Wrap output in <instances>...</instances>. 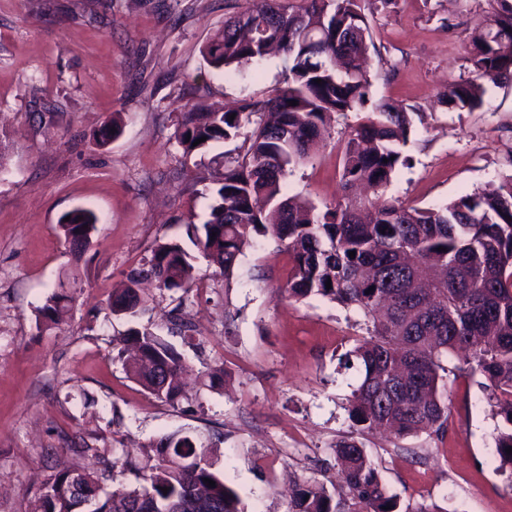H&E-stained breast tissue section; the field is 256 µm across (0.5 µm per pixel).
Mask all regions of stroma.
Wrapping results in <instances>:
<instances>
[{"label": "stroma", "instance_id": "obj_1", "mask_svg": "<svg viewBox=\"0 0 512 512\" xmlns=\"http://www.w3.org/2000/svg\"><path fill=\"white\" fill-rule=\"evenodd\" d=\"M245 0H0V512H26L40 483L77 464L83 443L151 463L174 431L209 444L245 512H288L298 484L335 478L333 448L353 434L401 504L429 512H512V474L495 446L503 421L480 372H449L442 432L401 439L358 432L349 398L358 373L339 363L365 334L361 315L285 290L291 262L254 237L232 278L196 257L187 291H141L149 309L114 316L113 292L160 242L188 244L212 202L206 166L184 159L179 113L202 103L264 100L288 81L277 53L243 73L211 70L201 50ZM374 99L412 113L384 198L436 207L512 174V84L488 85L481 108L440 103L468 76L469 36L486 0H364ZM121 113L120 136L94 134ZM361 113L336 115L310 159L289 171L287 194L318 206L343 197L346 143ZM98 217L89 248L66 242L61 216ZM66 291L58 322L40 314ZM191 322L186 339L171 316ZM151 325L189 367L172 405L128 378L114 346L134 323ZM224 381L205 386L209 368Z\"/></svg>", "mask_w": 512, "mask_h": 512}]
</instances>
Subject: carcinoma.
<instances>
[{"mask_svg":"<svg viewBox=\"0 0 512 512\" xmlns=\"http://www.w3.org/2000/svg\"><path fill=\"white\" fill-rule=\"evenodd\" d=\"M487 2L471 32V75L443 92L447 104L469 112L483 105L485 85L512 80V0ZM273 46L291 62L287 86L273 98L245 100L233 111L210 106L179 113L175 138L185 158L212 143L242 137L245 145L242 155L220 154L209 219L188 225V238L228 278L253 238L269 235L291 260L288 297L320 296L363 314L367 337L345 354L346 362L359 365L350 416L363 431L404 437L440 430L448 418L443 359L461 357L488 381V404L505 422L496 437L501 468L512 470L506 452L512 447V175L435 208L357 197L322 208L293 202L282 191L288 170L309 159L332 117L371 101L366 59L373 39L361 0H246L202 55L213 69L237 70ZM255 115L261 120L253 121ZM410 127L405 108L373 104L347 141L345 188H385L408 163L397 144ZM202 137L206 141L195 144ZM67 215L70 220L60 221L64 236H91L92 211L77 207ZM145 279L187 291L195 281L194 256L178 243L158 244L128 273L125 288L112 297V312L145 311L138 296ZM65 300L64 294L51 297L43 317L55 321ZM117 345L120 352L138 351L128 373L143 389L169 404L184 397V359L149 326L129 329ZM194 448L188 436L162 438L156 463H122L138 484L111 491L102 489L116 466L106 450L75 448L77 456L97 457L103 469L75 465L53 472L28 512H242L239 494L215 470L211 449L193 468L182 465ZM333 451L344 484L332 492L322 482L300 485L291 512H429L401 507L354 439L336 442Z\"/></svg>","mask_w":512,"mask_h":512,"instance_id":"carcinoma-1","label":"carcinoma"}]
</instances>
